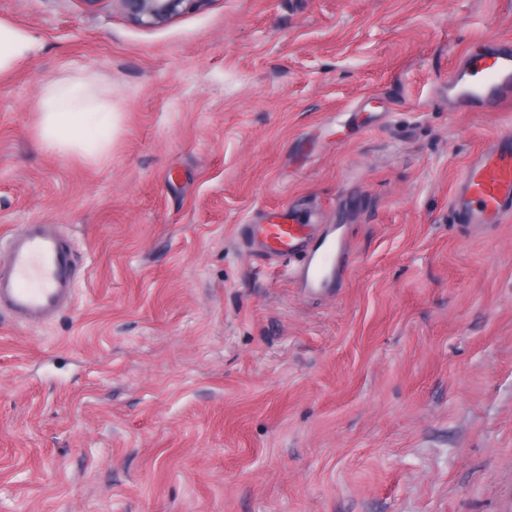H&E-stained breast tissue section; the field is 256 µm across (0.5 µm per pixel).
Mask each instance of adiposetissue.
<instances>
[{
    "label": "adipose tissue",
    "instance_id": "obj_1",
    "mask_svg": "<svg viewBox=\"0 0 512 512\" xmlns=\"http://www.w3.org/2000/svg\"><path fill=\"white\" fill-rule=\"evenodd\" d=\"M39 139L43 146L89 158L103 156L112 142L114 115L82 83H55L46 87L39 103Z\"/></svg>",
    "mask_w": 512,
    "mask_h": 512
}]
</instances>
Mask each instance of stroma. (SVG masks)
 <instances>
[{"label": "stroma", "mask_w": 512, "mask_h": 512, "mask_svg": "<svg viewBox=\"0 0 512 512\" xmlns=\"http://www.w3.org/2000/svg\"><path fill=\"white\" fill-rule=\"evenodd\" d=\"M0 231L60 224L81 276L0 315V512H512V223L467 234L457 175L512 130L448 75L512 0H0ZM111 93L112 149L39 142L49 84ZM316 209L334 297L237 227ZM187 0H118L134 20L145 24L168 20L180 12ZM31 46L29 35L0 22V73L10 71L26 58Z\"/></svg>", "instance_id": "stroma-1"}]
</instances>
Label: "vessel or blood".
Returning <instances> with one entry per match:
<instances>
[{"label":"vessel or blood","instance_id":"b4317fda","mask_svg":"<svg viewBox=\"0 0 512 512\" xmlns=\"http://www.w3.org/2000/svg\"><path fill=\"white\" fill-rule=\"evenodd\" d=\"M457 106L491 112L512 104V40L489 39L465 54L448 77ZM464 229L480 234L512 222V135L485 143L461 170L451 199ZM243 247L265 265L287 266L309 298L335 293L350 242L339 225L315 213L274 211L265 222L239 225ZM75 247L59 224H25L0 236V312L16 323L42 324L73 302Z\"/></svg>","mask_w":512,"mask_h":512}]
</instances>
